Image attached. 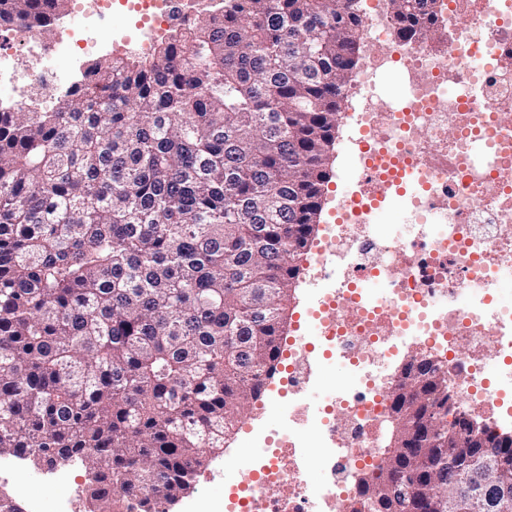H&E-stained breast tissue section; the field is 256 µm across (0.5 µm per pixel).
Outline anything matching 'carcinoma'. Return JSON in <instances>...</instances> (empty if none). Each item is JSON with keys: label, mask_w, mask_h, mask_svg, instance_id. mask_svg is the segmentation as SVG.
<instances>
[{"label": "carcinoma", "mask_w": 512, "mask_h": 512, "mask_svg": "<svg viewBox=\"0 0 512 512\" xmlns=\"http://www.w3.org/2000/svg\"><path fill=\"white\" fill-rule=\"evenodd\" d=\"M69 0H0L50 28ZM148 57L93 61L45 112H0V456L79 457L92 512L191 489L273 378L358 63L359 0H209ZM397 34L436 0H391ZM399 421L361 479L365 512H439L448 378L392 392ZM473 456L512 490V446Z\"/></svg>", "instance_id": "1"}]
</instances>
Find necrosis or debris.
<instances>
[{"mask_svg": "<svg viewBox=\"0 0 512 512\" xmlns=\"http://www.w3.org/2000/svg\"><path fill=\"white\" fill-rule=\"evenodd\" d=\"M112 2L72 0L67 31L42 39L13 28L36 66L16 76L0 52V111L43 108L26 82L64 92L80 83L85 56L114 41L99 24ZM371 10L370 51L349 86L357 175L308 270L307 337L288 349V430L271 439L253 426L251 459L227 462L224 512H356L359 477L379 462L389 369L403 354L435 360L461 413L512 430V360L486 372L512 357V305L497 300L512 269V0H437L447 37L427 33L409 49L388 37L389 0ZM388 73L398 84L390 101L376 90ZM398 195L411 220L402 238L375 221ZM333 358L352 378L311 402L316 372ZM315 464L319 483L307 476Z\"/></svg>", "mask_w": 512, "mask_h": 512, "instance_id": "necrosis-or-debris-1", "label": "necrosis or debris"}]
</instances>
